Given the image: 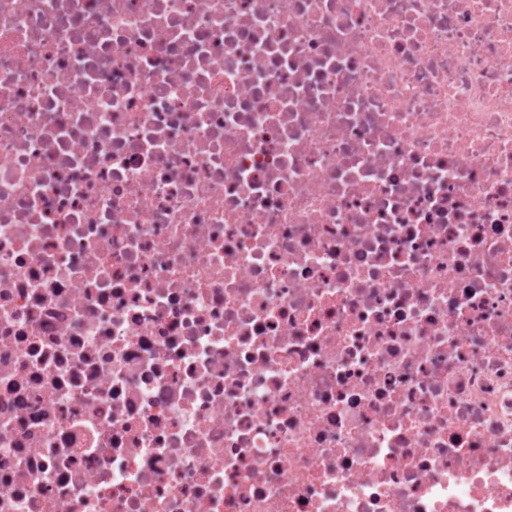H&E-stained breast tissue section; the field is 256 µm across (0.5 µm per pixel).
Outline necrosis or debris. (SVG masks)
<instances>
[{"label":"necrosis or debris","instance_id":"necrosis-or-debris-1","mask_svg":"<svg viewBox=\"0 0 512 512\" xmlns=\"http://www.w3.org/2000/svg\"><path fill=\"white\" fill-rule=\"evenodd\" d=\"M0 512H512V0H0Z\"/></svg>","mask_w":512,"mask_h":512}]
</instances>
